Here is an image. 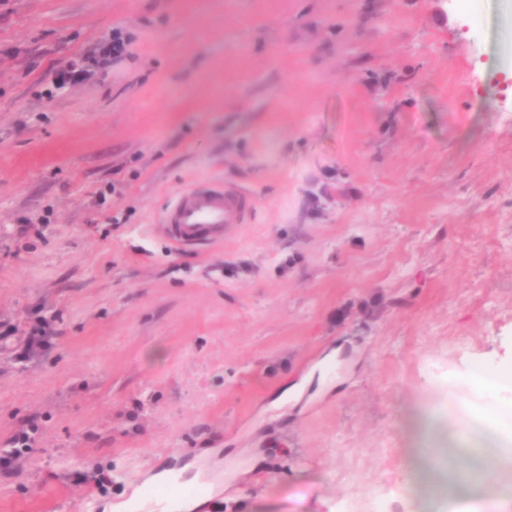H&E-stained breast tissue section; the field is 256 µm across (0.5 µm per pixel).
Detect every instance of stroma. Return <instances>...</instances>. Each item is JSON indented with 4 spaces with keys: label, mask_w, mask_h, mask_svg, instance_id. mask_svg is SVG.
I'll list each match as a JSON object with an SVG mask.
<instances>
[{
    "label": "stroma",
    "mask_w": 512,
    "mask_h": 512,
    "mask_svg": "<svg viewBox=\"0 0 512 512\" xmlns=\"http://www.w3.org/2000/svg\"><path fill=\"white\" fill-rule=\"evenodd\" d=\"M509 70L512 0H0V512L188 463L200 512H464L406 461L512 378ZM204 182L251 221L172 246ZM33 432L35 428L33 426H29L28 429L20 430L18 433L14 435V437L11 440L12 443V450H1L0 452V471L3 472L5 475L9 474L12 470L13 464L15 460L19 457L21 454V449L19 448H28L29 447V441H30V435L29 432Z\"/></svg>",
    "instance_id": "stroma-1"
}]
</instances>
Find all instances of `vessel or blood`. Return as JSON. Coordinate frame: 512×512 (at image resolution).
<instances>
[{
  "instance_id": "obj_1",
  "label": "vessel or blood",
  "mask_w": 512,
  "mask_h": 512,
  "mask_svg": "<svg viewBox=\"0 0 512 512\" xmlns=\"http://www.w3.org/2000/svg\"><path fill=\"white\" fill-rule=\"evenodd\" d=\"M254 200L245 191L229 185H196L180 191L163 211L159 231L181 246L223 241L228 230L248 223Z\"/></svg>"
}]
</instances>
